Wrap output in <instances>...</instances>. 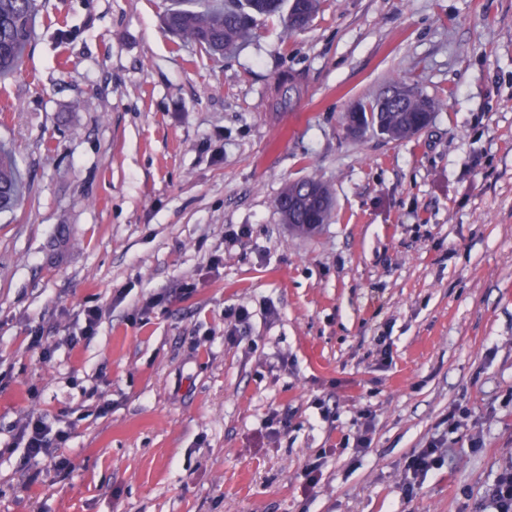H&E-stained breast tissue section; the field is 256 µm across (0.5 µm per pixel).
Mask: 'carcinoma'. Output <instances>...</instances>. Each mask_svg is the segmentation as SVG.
Listing matches in <instances>:
<instances>
[{
    "label": "carcinoma",
    "mask_w": 512,
    "mask_h": 512,
    "mask_svg": "<svg viewBox=\"0 0 512 512\" xmlns=\"http://www.w3.org/2000/svg\"><path fill=\"white\" fill-rule=\"evenodd\" d=\"M320 5L321 0H170L164 23L179 40L222 54L235 49L259 17L287 9L288 35L306 27ZM38 12L37 0H0V81L17 72L31 43ZM281 78L288 88L281 101L272 105L275 111L301 90L298 74L285 72ZM399 89L400 85L391 84L369 105H360L364 122L393 140L407 139L421 131L420 116L431 111L430 100L420 95L402 96ZM23 198L15 153L0 143V210H15ZM333 205L331 188L315 176L286 186L276 201L284 223L302 234L312 232L314 224L326 223Z\"/></svg>",
    "instance_id": "obj_1"
}]
</instances>
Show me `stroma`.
<instances>
[{
	"instance_id": "1",
	"label": "stroma",
	"mask_w": 512,
	"mask_h": 512,
	"mask_svg": "<svg viewBox=\"0 0 512 512\" xmlns=\"http://www.w3.org/2000/svg\"><path fill=\"white\" fill-rule=\"evenodd\" d=\"M39 2L0 83L27 183L0 213V512H476L512 460V0H322L223 56L176 44L167 0ZM393 83L432 123L349 136ZM313 175L335 209L302 236L276 200ZM32 413L67 469L14 445ZM434 436L452 465L405 496Z\"/></svg>"
}]
</instances>
